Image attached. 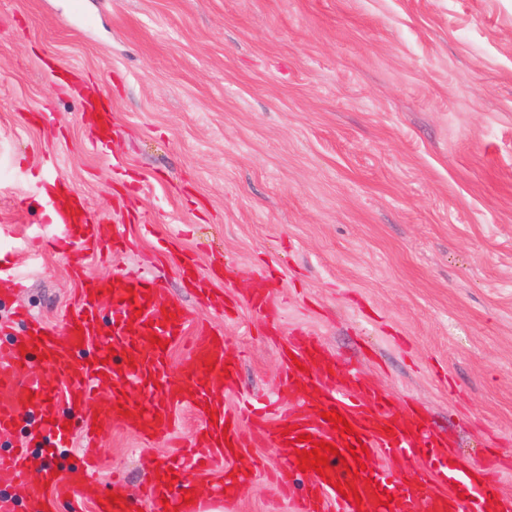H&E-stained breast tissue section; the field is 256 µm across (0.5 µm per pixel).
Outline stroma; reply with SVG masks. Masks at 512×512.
<instances>
[{
	"label": "stroma",
	"instance_id": "1",
	"mask_svg": "<svg viewBox=\"0 0 512 512\" xmlns=\"http://www.w3.org/2000/svg\"><path fill=\"white\" fill-rule=\"evenodd\" d=\"M0 0V255L22 278L0 294V346L25 307L65 331L77 282L41 174L132 246L86 274L157 278L187 331H223L241 393L287 404L281 346L296 329L359 366L397 407H420L463 460L512 455V0ZM112 111L95 144L87 92ZM223 266L226 310L201 305ZM276 321L246 298L260 281ZM97 479L141 512L167 456L113 423ZM236 512H273L286 463L254 443ZM179 268L183 275L193 278L196 283V290L206 300L210 307L216 311L224 312V294L222 291L212 288V282L201 278L196 271L194 260L189 257L178 258Z\"/></svg>",
	"mask_w": 512,
	"mask_h": 512
}]
</instances>
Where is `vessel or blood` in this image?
I'll use <instances>...</instances> for the list:
<instances>
[{"mask_svg": "<svg viewBox=\"0 0 512 512\" xmlns=\"http://www.w3.org/2000/svg\"><path fill=\"white\" fill-rule=\"evenodd\" d=\"M61 217L58 242L70 250L73 266H81L87 252L97 247L104 227L87 213L83 200L73 194L62 176L45 186ZM183 275L194 278L197 290L214 310L224 308L222 291L198 277L193 259L178 260ZM112 303V339L96 355L88 349L99 334L100 304ZM185 314L175 302H164L159 284L132 275L82 278L79 299L65 333L41 321L31 322L25 335L16 337L7 353H0V436L10 434L24 417H31L34 441L59 452L68 447L70 433L61 414L63 406L80 412L79 422L89 448L83 449L75 469L54 480L51 466L35 468L31 443L0 453V473L8 475L14 497L34 504V512H51L52 499L66 501L68 512H132L128 500L108 502L93 476L98 451L93 444L123 422L139 437H171L175 414L187 407L204 424L191 440L180 444L176 460L159 466L140 491L152 512L175 508L182 512L183 497L191 483L185 470L223 464L224 479L214 492L224 500L226 512L237 504L252 469L237 466L253 434L285 453L280 480L298 472L301 436L335 445L324 473L308 471L306 490L293 500V512H512V495L501 488L495 451L477 462L461 460L446 440L431 432L422 412H395L391 398L365 384L352 366L341 367L323 355L319 341L307 331L297 332L287 347L294 354L281 374L294 403L282 421H275L276 403L243 401L229 408L225 395L236 393V360L224 350L223 334L196 329L186 339L188 363L179 378L167 368L169 344L184 339ZM43 355V367L25 372L31 353ZM121 354L115 364L111 353ZM137 386L151 390V399L137 406L129 396ZM335 410L351 424L352 433L334 430L323 417ZM365 445L362 460L351 459L349 446ZM387 460L412 462L410 472L393 473ZM356 489L357 499L344 490ZM391 495L381 505L379 494Z\"/></svg>", "mask_w": 512, "mask_h": 512, "instance_id": "1", "label": "vessel or blood"}]
</instances>
